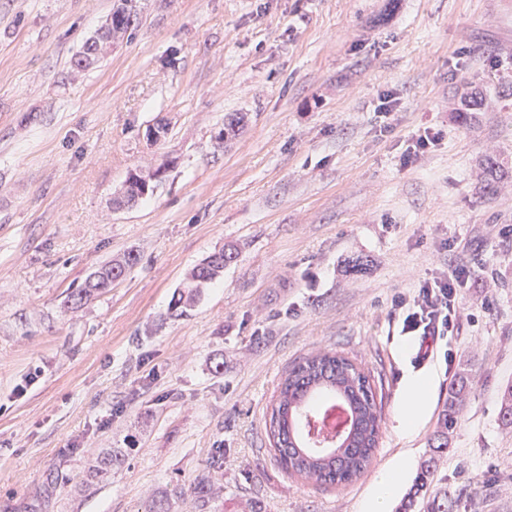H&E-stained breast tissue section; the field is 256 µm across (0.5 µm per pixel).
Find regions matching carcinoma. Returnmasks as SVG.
<instances>
[{
	"mask_svg": "<svg viewBox=\"0 0 512 512\" xmlns=\"http://www.w3.org/2000/svg\"><path fill=\"white\" fill-rule=\"evenodd\" d=\"M103 56L97 44L87 41L73 64L86 68ZM237 256L236 248H224L196 265L174 296L171 310L184 313L193 307L203 288L219 279L224 267ZM137 261V254L129 251L100 267L70 295V304L78 308L107 291L115 281L114 271L124 275ZM468 380V372L463 371L449 389L440 430L431 439L433 455L420 465L400 512H453L456 500L446 490L431 492L430 485L436 471L435 454L448 448V438L457 425V403ZM338 398L350 411V425L335 446L318 448L311 443L304 421L308 413ZM381 421V411L364 368L344 353L330 350L309 355L288 368L271 408L269 431L275 454L289 476L329 488L350 484L368 470L378 447ZM501 423L512 426L511 383L501 392ZM120 461L119 453L110 448L100 452L85 471L83 482L107 481L112 477V465Z\"/></svg>",
	"mask_w": 512,
	"mask_h": 512,
	"instance_id": "1",
	"label": "carcinoma"
}]
</instances>
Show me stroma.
I'll return each mask as SVG.
<instances>
[{
    "instance_id": "35a3bbf8",
    "label": "stroma",
    "mask_w": 512,
    "mask_h": 512,
    "mask_svg": "<svg viewBox=\"0 0 512 512\" xmlns=\"http://www.w3.org/2000/svg\"><path fill=\"white\" fill-rule=\"evenodd\" d=\"M117 4L0 0V512H199L191 485L219 448L210 512H362L403 459L409 488L461 368L437 477L457 512H512V0H137L116 47L75 70ZM423 127L443 140L402 165ZM157 167L152 194L114 208L132 170ZM228 244L237 260L172 315ZM129 251L121 281L68 308ZM453 262L473 281L458 333L414 368L395 301ZM329 349L369 374L382 423L368 471L318 489L281 468L266 421L288 367ZM105 448L129 456L82 486ZM238 256L235 247L224 248L196 265L187 275L183 288L174 296L171 310L182 315L194 306L203 288L213 283L224 273V267L233 263ZM138 261V256L134 252H127L120 259L112 260L110 263L100 267L96 272L92 273L75 292L70 295L68 302L74 307H81L85 301L92 297L106 292L112 288L116 275L113 274L117 269L119 274L126 275V272L132 268ZM429 384L427 380H415L411 384L410 392L402 403L400 424L405 432L413 431L424 411Z\"/></svg>"
}]
</instances>
